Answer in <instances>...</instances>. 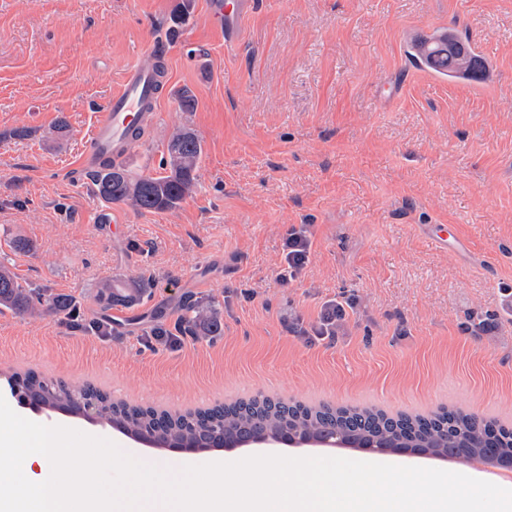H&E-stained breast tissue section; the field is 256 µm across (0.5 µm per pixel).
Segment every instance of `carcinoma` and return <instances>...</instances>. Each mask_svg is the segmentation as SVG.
Segmentation results:
<instances>
[{
    "mask_svg": "<svg viewBox=\"0 0 512 512\" xmlns=\"http://www.w3.org/2000/svg\"><path fill=\"white\" fill-rule=\"evenodd\" d=\"M448 35L429 38L412 54L417 66L440 76L454 79L479 80L483 70L460 71L448 50L441 43ZM202 141L189 129L180 128L167 142V157L155 175H142L123 164L103 162L91 174L92 183L103 200L125 204L143 212H162L176 208L195 187ZM149 293L138 281L114 279L99 289L98 297L112 305H135ZM73 300L63 295H45L34 288H25L6 268L0 269V307L40 314L45 310L59 314L67 312ZM187 315L181 319L183 332L197 340L221 334V322L207 306L197 302L184 306ZM36 407L51 410L67 409L78 400L97 403L98 416L110 427L131 437L148 432L160 448L190 445L211 447L212 434L224 431L227 441L258 434L278 435L288 429L295 433L328 434L346 431L354 441H375L386 448H426L439 456L454 452L466 458L476 451L475 430L497 435L499 449L512 455V428L495 420H477L471 414L441 407L427 415H390L371 408H334L329 405H307L256 397L194 412L171 413L153 408L114 402L90 385H68L48 382L35 372L15 376Z\"/></svg>",
    "mask_w": 512,
    "mask_h": 512,
    "instance_id": "carcinoma-1",
    "label": "carcinoma"
}]
</instances>
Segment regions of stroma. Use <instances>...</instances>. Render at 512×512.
<instances>
[{"instance_id": "stroma-1", "label": "stroma", "mask_w": 512, "mask_h": 512, "mask_svg": "<svg viewBox=\"0 0 512 512\" xmlns=\"http://www.w3.org/2000/svg\"><path fill=\"white\" fill-rule=\"evenodd\" d=\"M205 2L0 0V264L70 295L80 318L0 312V380L32 370L181 411L260 396L512 422V0H255L230 55ZM451 28L484 81L410 64V44ZM150 41L168 46L162 117L126 163L158 171L184 127L203 142L198 180L175 209L125 206V223L104 224L111 206L80 161ZM439 224L466 251L437 246ZM301 226L310 261L279 281ZM113 278L150 293L106 305ZM186 300L214 309L220 336L182 334ZM337 300L352 306L322 335ZM104 319L111 334L93 328ZM159 329L177 344L147 346ZM30 419L171 456L82 416Z\"/></svg>"}]
</instances>
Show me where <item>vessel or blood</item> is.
Here are the masks:
<instances>
[{
  "mask_svg": "<svg viewBox=\"0 0 512 512\" xmlns=\"http://www.w3.org/2000/svg\"><path fill=\"white\" fill-rule=\"evenodd\" d=\"M253 8L254 0H207L206 19L212 27L223 30L226 52H233L238 46L241 24ZM160 98V78L153 67L131 66L119 89L95 116L83 166L93 167L98 155L121 152L133 129L155 122Z\"/></svg>",
  "mask_w": 512,
  "mask_h": 512,
  "instance_id": "1",
  "label": "vessel or blood"
}]
</instances>
